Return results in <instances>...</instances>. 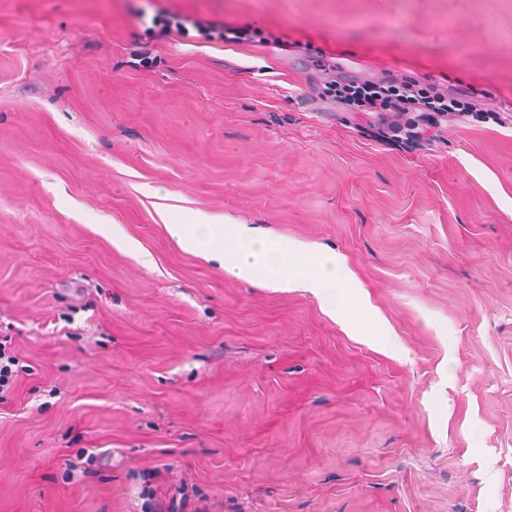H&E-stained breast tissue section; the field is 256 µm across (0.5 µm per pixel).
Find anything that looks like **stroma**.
<instances>
[{
	"label": "stroma",
	"mask_w": 512,
	"mask_h": 512,
	"mask_svg": "<svg viewBox=\"0 0 512 512\" xmlns=\"http://www.w3.org/2000/svg\"><path fill=\"white\" fill-rule=\"evenodd\" d=\"M330 72L482 110L390 147ZM199 213L345 256L405 355ZM1 334L0 512H512V0H0ZM194 27L200 33V35L204 36L206 39L218 38L220 40H224V42H238L240 40H249L253 38V36L250 35V30L244 27H216L212 25H203L200 23H195ZM20 359L7 347V341H0V401L6 399L17 378L30 371V366H19ZM12 366H17L13 370Z\"/></svg>",
	"instance_id": "35a3bbf8"
}]
</instances>
